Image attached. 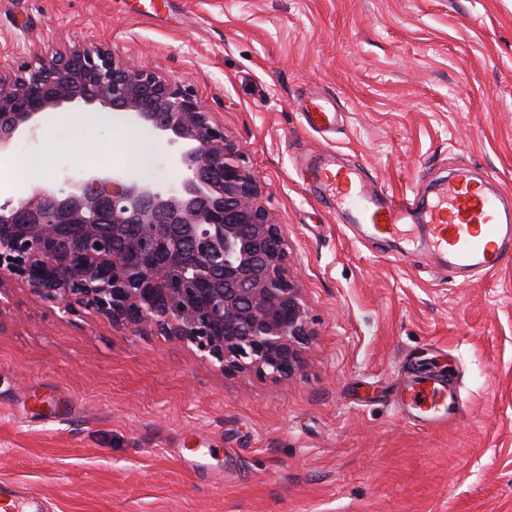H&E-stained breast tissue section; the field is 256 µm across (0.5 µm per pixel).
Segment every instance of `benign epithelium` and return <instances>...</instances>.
Segmentation results:
<instances>
[{
	"mask_svg": "<svg viewBox=\"0 0 512 512\" xmlns=\"http://www.w3.org/2000/svg\"><path fill=\"white\" fill-rule=\"evenodd\" d=\"M121 112L179 158L166 188L88 166L0 205V285L24 284L126 331L156 330L221 371L288 380L314 332L288 269V240L260 202L240 147L187 89L108 50L40 57L0 74V152L65 106Z\"/></svg>",
	"mask_w": 512,
	"mask_h": 512,
	"instance_id": "1",
	"label": "benign epithelium"
}]
</instances>
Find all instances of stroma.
I'll list each match as a JSON object with an SVG mask.
<instances>
[{
    "mask_svg": "<svg viewBox=\"0 0 512 512\" xmlns=\"http://www.w3.org/2000/svg\"><path fill=\"white\" fill-rule=\"evenodd\" d=\"M0 0V71L85 45L189 89L244 152L290 245L315 336L287 381L223 372L148 330L61 312L9 283L0 307V488L33 512H512V248L497 271L451 276L341 223L300 159L344 162L388 193H426L465 166L512 201V0ZM342 118L319 134L311 96ZM45 113L0 159V205L88 151L153 184L178 164L147 127ZM151 139L156 163L135 148ZM422 364L461 412L410 424L393 400Z\"/></svg>",
    "mask_w": 512,
    "mask_h": 512,
    "instance_id": "1",
    "label": "stroma"
}]
</instances>
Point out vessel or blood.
Returning <instances> with one entry per match:
<instances>
[{
	"mask_svg": "<svg viewBox=\"0 0 512 512\" xmlns=\"http://www.w3.org/2000/svg\"><path fill=\"white\" fill-rule=\"evenodd\" d=\"M304 119L310 129L328 132L338 125L340 115L314 98ZM302 176L306 182L323 185L341 206L346 222L361 226L369 239L398 237L407 246L427 248L431 255L447 260L449 273L471 268L493 271L512 247V225L505 223L498 198L471 170L460 171L423 207L413 197L377 189L341 162L304 165ZM396 408L413 424L443 428L460 413L458 390L423 374L400 392Z\"/></svg>",
	"mask_w": 512,
	"mask_h": 512,
	"instance_id": "vessel-or-blood-1",
	"label": "vessel or blood"
}]
</instances>
